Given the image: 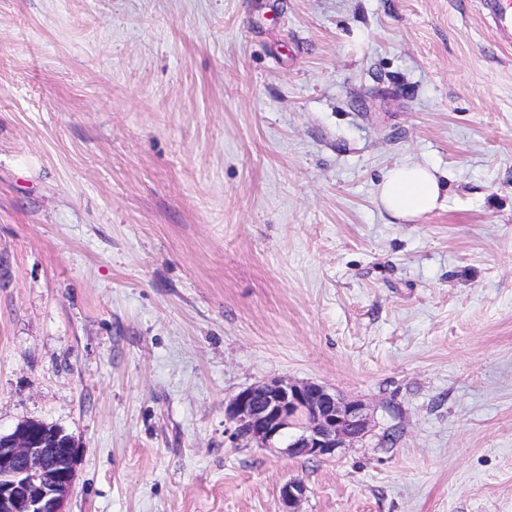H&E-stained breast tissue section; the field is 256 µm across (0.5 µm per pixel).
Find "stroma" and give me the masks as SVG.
<instances>
[{"mask_svg":"<svg viewBox=\"0 0 512 512\" xmlns=\"http://www.w3.org/2000/svg\"><path fill=\"white\" fill-rule=\"evenodd\" d=\"M444 176L411 222L397 161ZM363 400L315 460L260 381ZM68 512H512V46L478 0H0V431ZM447 196L448 188L434 167L408 160L394 164L377 189L380 208L404 222L442 207ZM371 416L360 399L347 398L316 382L273 379L251 385L224 406V433L259 448H281L288 456L331 459L371 432ZM80 453L71 435L43 422L0 432V512H68ZM307 488L300 479H292L285 483L280 490L282 512H298L296 506L306 494Z\"/></svg>","mask_w":512,"mask_h":512,"instance_id":"35a3bbf8","label":"stroma"}]
</instances>
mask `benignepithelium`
Instances as JSON below:
<instances>
[{"mask_svg": "<svg viewBox=\"0 0 512 512\" xmlns=\"http://www.w3.org/2000/svg\"><path fill=\"white\" fill-rule=\"evenodd\" d=\"M224 433L235 442L283 448L291 457L331 459L371 432L360 399L347 398L316 382L273 379L251 385L224 406ZM78 442L62 429L38 421L0 433V512H67ZM292 479L280 490L282 512H296L306 494Z\"/></svg>", "mask_w": 512, "mask_h": 512, "instance_id": "1", "label": "benign epithelium"}]
</instances>
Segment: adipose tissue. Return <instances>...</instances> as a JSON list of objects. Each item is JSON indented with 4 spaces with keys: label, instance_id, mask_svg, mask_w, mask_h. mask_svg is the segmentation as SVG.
<instances>
[{
    "label": "adipose tissue",
    "instance_id": "obj_1",
    "mask_svg": "<svg viewBox=\"0 0 512 512\" xmlns=\"http://www.w3.org/2000/svg\"><path fill=\"white\" fill-rule=\"evenodd\" d=\"M447 195L434 167L403 160L385 174L377 189V202L392 219L409 222L442 207Z\"/></svg>",
    "mask_w": 512,
    "mask_h": 512
}]
</instances>
